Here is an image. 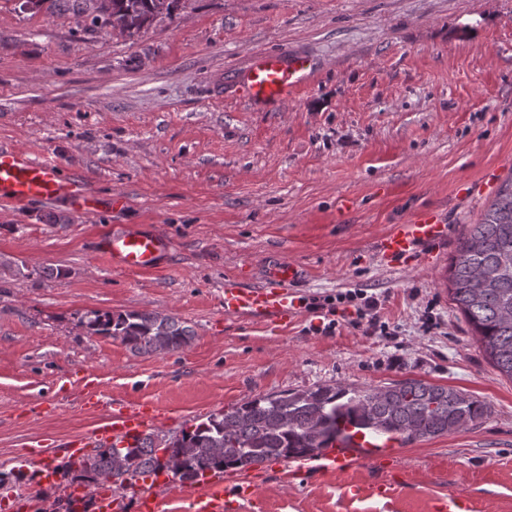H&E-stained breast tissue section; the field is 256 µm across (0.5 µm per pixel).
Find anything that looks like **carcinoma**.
Here are the masks:
<instances>
[{
    "label": "carcinoma",
    "instance_id": "obj_1",
    "mask_svg": "<svg viewBox=\"0 0 512 512\" xmlns=\"http://www.w3.org/2000/svg\"><path fill=\"white\" fill-rule=\"evenodd\" d=\"M91 0H41L49 8L73 10L93 27L133 38L147 24L173 19L178 0H110L104 12ZM451 300L473 326L479 347L512 379V178L452 258ZM80 323L91 335L120 339L146 353H176L190 343V327L155 311L90 310ZM488 414L480 400L453 388L409 378L382 386L315 385L300 391L259 395L212 413L171 436L149 433L134 447L96 448L64 465L72 482L101 483L125 491L138 480L167 473L195 483L212 470L244 471L272 459L313 457L350 438L348 427L404 444L428 441L479 424Z\"/></svg>",
    "mask_w": 512,
    "mask_h": 512
}]
</instances>
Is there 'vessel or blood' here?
I'll return each instance as SVG.
<instances>
[{
	"label": "vessel or blood",
	"instance_id": "vessel-or-blood-1",
	"mask_svg": "<svg viewBox=\"0 0 512 512\" xmlns=\"http://www.w3.org/2000/svg\"><path fill=\"white\" fill-rule=\"evenodd\" d=\"M313 77L312 61L302 51L264 52L252 56L236 78L242 99L252 104L283 103L305 87ZM68 201L84 215L99 212L107 200L88 190L80 182L64 177L56 164L37 160L17 149L0 145V203L25 206L29 203ZM448 226L436 212L422 213L406 224H399L375 242L376 252L390 261H401L445 240ZM171 247L168 237L155 229L131 228L109 234L101 252L110 263L126 270L147 271L158 268ZM302 278L300 266L280 260L264 270V281L246 288L238 281L224 283V314L244 316L280 324L300 317L305 309L296 284ZM156 426L152 406L115 398L109 403L106 419L90 435L72 437L66 444L71 460L84 457L87 449L103 445L128 446L142 439ZM396 439L376 444L364 433H354L351 440L339 442L317 458L320 472H348L371 458L390 456L399 447ZM203 491L192 503V512H224L227 505L252 500L256 495L253 481L221 471L207 472ZM396 483L381 480L349 487L351 496L367 494L377 498L394 495ZM68 495L74 512H165L168 491L140 486L134 495L117 493L109 487L93 491L72 487Z\"/></svg>",
	"mask_w": 512,
	"mask_h": 512
}]
</instances>
